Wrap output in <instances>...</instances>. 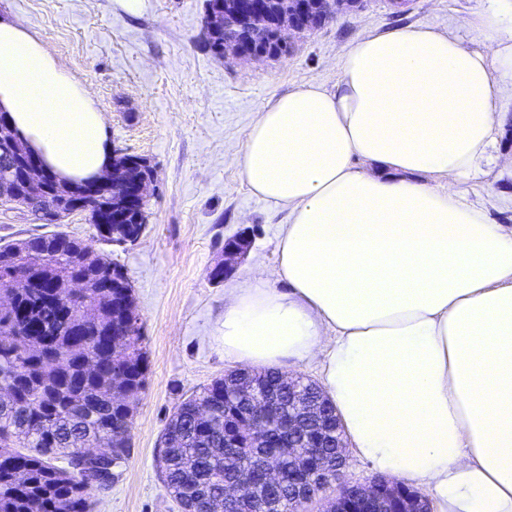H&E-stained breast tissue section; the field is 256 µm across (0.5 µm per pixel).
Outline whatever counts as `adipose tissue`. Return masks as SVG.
Segmentation results:
<instances>
[{"label": "adipose tissue", "instance_id": "obj_1", "mask_svg": "<svg viewBox=\"0 0 512 512\" xmlns=\"http://www.w3.org/2000/svg\"><path fill=\"white\" fill-rule=\"evenodd\" d=\"M474 24L486 50L430 24L365 34L333 85L259 113L239 165L288 211L285 286L224 291L225 360L317 362L355 452L434 512H512V226L458 189L512 97V0ZM0 110L60 177L110 168L102 112L16 19H0Z\"/></svg>", "mask_w": 512, "mask_h": 512}]
</instances>
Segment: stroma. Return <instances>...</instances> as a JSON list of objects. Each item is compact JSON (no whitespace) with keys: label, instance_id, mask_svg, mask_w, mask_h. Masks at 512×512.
I'll list each match as a JSON object with an SVG mask.
<instances>
[{"label":"stroma","instance_id":"1","mask_svg":"<svg viewBox=\"0 0 512 512\" xmlns=\"http://www.w3.org/2000/svg\"><path fill=\"white\" fill-rule=\"evenodd\" d=\"M479 0H367L296 42L291 56L235 62L203 46L204 0H147L130 15L114 0H0V16L21 19L88 89L111 143L155 172L146 228L111 250L134 289L149 361L131 429L132 452L112 488L93 492L95 512H181L158 477V440L176 405L233 371L224 359V291L254 274L278 284V230L287 210L255 196L241 174L246 127L297 84H332L347 48L369 32L429 23L452 30L476 50L477 31L462 26ZM491 220L512 225V170L494 164L461 182ZM252 239L247 255L220 283L208 273L224 241Z\"/></svg>","mask_w":512,"mask_h":512}]
</instances>
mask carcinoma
Returning <instances> with one entry per match:
<instances>
[{"mask_svg":"<svg viewBox=\"0 0 512 512\" xmlns=\"http://www.w3.org/2000/svg\"><path fill=\"white\" fill-rule=\"evenodd\" d=\"M234 39L221 29L204 38V46L216 54ZM253 41L279 58L294 49L271 41L262 26ZM24 160L11 148L0 149V196L19 200L36 221L58 223L44 198L66 205L76 186L52 173L35 191ZM122 192L103 184L84 206L106 243L132 244L142 234L140 223H108ZM74 282L83 287L71 288ZM2 293L13 303L0 310V390L11 392L0 400V512H93V487L83 479L87 461L78 451L85 445L108 449L100 469L118 476L130 455L133 403L148 373L130 278L87 241L57 231L0 245ZM253 380L267 389V418L274 424L261 446L250 434L245 400L235 398ZM309 396L324 404V422L334 425V408L320 387ZM289 397L282 372L267 370L254 379H214L180 402L160 438L158 473L183 512H208L209 502L224 494V482L242 477L256 489L243 512H270L274 504L289 512L293 488L318 477L288 461V430L295 423L288 419ZM306 446L321 465L332 464L328 436L311 430ZM60 456L67 466L54 464ZM265 456L282 458V485L263 482Z\"/></svg>","mask_w":512,"mask_h":512,"instance_id":"1","label":"carcinoma"}]
</instances>
